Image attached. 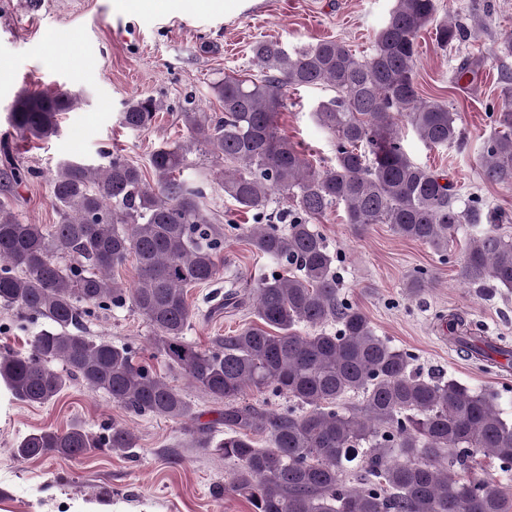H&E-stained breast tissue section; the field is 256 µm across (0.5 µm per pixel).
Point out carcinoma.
Returning <instances> with one entry per match:
<instances>
[{"label": "carcinoma", "mask_w": 512, "mask_h": 512, "mask_svg": "<svg viewBox=\"0 0 512 512\" xmlns=\"http://www.w3.org/2000/svg\"><path fill=\"white\" fill-rule=\"evenodd\" d=\"M436 11V0H395L366 58L338 40L299 49L259 40L252 46L259 74L226 73L212 83L224 116L181 113L191 140L152 152L153 182L112 154L102 165L59 163L51 180L55 224H25L0 202V305L49 323L33 336L28 354H0V382L12 397L44 405L78 381L136 415L192 418L187 397L136 363L126 346L82 334L80 321L91 308L129 302L167 364L224 401V437L214 439V426L200 423L190 430L189 447L235 462L233 488L254 512H512L501 480L474 466L481 454L497 461L503 476L512 474V421L502 417L495 395L414 371L413 355L377 335L367 315L341 298L339 257L315 227L341 205L346 223L388 224L446 261L450 243L468 225L475 234L462 278L512 288V238L484 227L481 199L458 206L448 176L415 164L400 144V121L430 146L462 136L457 113L418 93L416 37ZM434 36L446 50L463 33L459 23L443 20ZM483 63L464 59L455 80L477 76ZM501 82L500 101L487 105L497 130L484 141L480 164L487 181L512 185V77L505 73ZM318 85L335 92L314 111L336 139V163L321 170L279 135L276 123L288 87ZM78 100L66 90L21 94L9 126L22 139L56 136L58 116ZM162 109L153 97L132 98L119 121L144 131ZM193 149L230 163L222 171L224 193L259 223L219 224L204 210V188L183 176ZM4 159L0 175L23 181L24 170L9 153ZM275 194L291 205L269 218ZM234 238L285 272L215 300L208 316L248 306L255 321L202 350L187 339L195 316L187 289L216 279L218 252ZM131 256L138 278L128 290L112 272ZM429 287L423 270L406 284L414 297ZM448 343L486 362L493 353H509L456 315L448 317ZM253 387L282 395L293 407L271 413L238 402ZM350 395L361 396L360 407L341 405ZM136 446L119 424L99 437L75 424L29 433L16 453L77 458L105 448L128 456Z\"/></svg>", "instance_id": "obj_1"}]
</instances>
